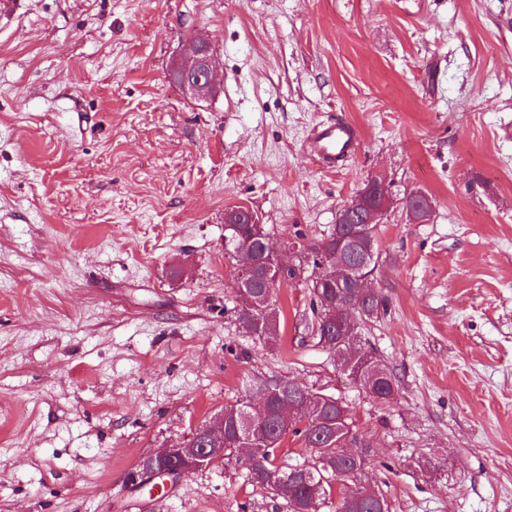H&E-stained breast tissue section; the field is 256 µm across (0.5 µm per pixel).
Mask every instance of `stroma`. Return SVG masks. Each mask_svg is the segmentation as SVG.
Wrapping results in <instances>:
<instances>
[{
    "label": "stroma",
    "mask_w": 512,
    "mask_h": 512,
    "mask_svg": "<svg viewBox=\"0 0 512 512\" xmlns=\"http://www.w3.org/2000/svg\"><path fill=\"white\" fill-rule=\"evenodd\" d=\"M199 36L209 99L168 77ZM336 118L358 150L329 170L304 144ZM377 176L386 404L304 282L246 336L224 252L228 208L312 245ZM272 377L344 401L389 512H512V0H0V512H279L235 463L132 482Z\"/></svg>",
    "instance_id": "1"
}]
</instances>
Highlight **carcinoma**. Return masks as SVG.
<instances>
[{"instance_id":"carcinoma-1","label":"carcinoma","mask_w":512,"mask_h":512,"mask_svg":"<svg viewBox=\"0 0 512 512\" xmlns=\"http://www.w3.org/2000/svg\"><path fill=\"white\" fill-rule=\"evenodd\" d=\"M368 233L353 238L352 225L336 224L320 242L310 246L313 266H319L321 256L337 250L358 258L370 250L373 259L379 256L378 225H367ZM258 262L252 277L251 292L255 304L248 313L242 311L238 319L242 330L267 343L280 336V313L277 293L269 292L262 260L264 246L252 242ZM310 293L313 309L326 319V333L319 334L318 341L326 342L327 349L342 350L347 355V366L340 369L348 379L366 390L374 399L388 402L396 394V375L375 355L358 348L360 325L381 318L387 313L388 302L379 291L360 299V309L350 316L327 315L338 302L349 303L357 292L356 281L350 277L338 279L328 273L312 271ZM248 412V398L224 407V454L220 463L233 460L234 448L240 442L233 431L234 424ZM352 419L347 406L336 397L317 394L305 385L288 379L286 384L272 393L270 416L266 425L254 428L247 441L259 449V454L242 462L248 482L254 487L272 490L280 500L283 512H321L333 485L355 476L363 467L367 449L360 454H347L344 443L351 434ZM299 436L305 447L314 453L312 466L303 465L282 469L276 465V449L288 434ZM388 508L384 496L373 488L354 487L341 491L336 512H381Z\"/></svg>"}]
</instances>
